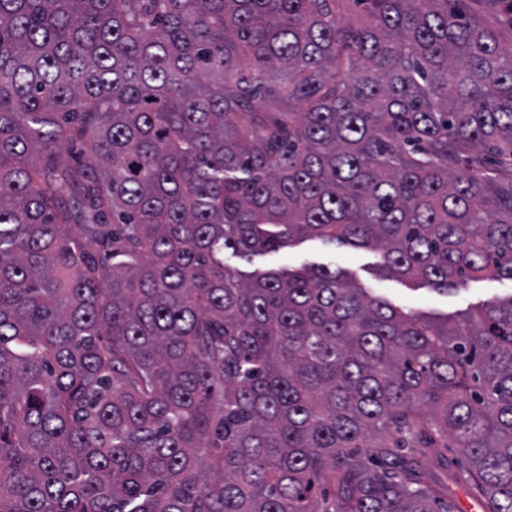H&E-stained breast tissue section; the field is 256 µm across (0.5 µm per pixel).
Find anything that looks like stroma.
Listing matches in <instances>:
<instances>
[{
  "label": "stroma",
  "instance_id": "35a3bbf8",
  "mask_svg": "<svg viewBox=\"0 0 512 512\" xmlns=\"http://www.w3.org/2000/svg\"><path fill=\"white\" fill-rule=\"evenodd\" d=\"M224 262L228 267L243 272L257 268L281 270L324 264L342 270L372 295L434 320H458L484 303L512 295V280L508 279L471 281L448 293L437 292L428 286L409 284L385 274L380 268L378 252L350 247L334 249L315 239L256 256L249 261L228 254Z\"/></svg>",
  "mask_w": 512,
  "mask_h": 512
}]
</instances>
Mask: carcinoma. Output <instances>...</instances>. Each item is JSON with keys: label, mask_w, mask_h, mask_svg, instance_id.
I'll return each mask as SVG.
<instances>
[{"label": "carcinoma", "mask_w": 512, "mask_h": 512, "mask_svg": "<svg viewBox=\"0 0 512 512\" xmlns=\"http://www.w3.org/2000/svg\"><path fill=\"white\" fill-rule=\"evenodd\" d=\"M461 2L0 0V512H455L433 460L512 512V295L224 264L512 280V47ZM378 252L368 249L323 245L315 239L292 247L253 257L251 262L226 253L224 263L236 270L297 269L302 266L327 265L342 270L361 288L405 311H413L434 320L462 319L484 303L504 299L512 293V280L482 279L447 293L436 292L426 285L405 283L385 274L380 268Z\"/></svg>", "instance_id": "cac0c4a2"}]
</instances>
